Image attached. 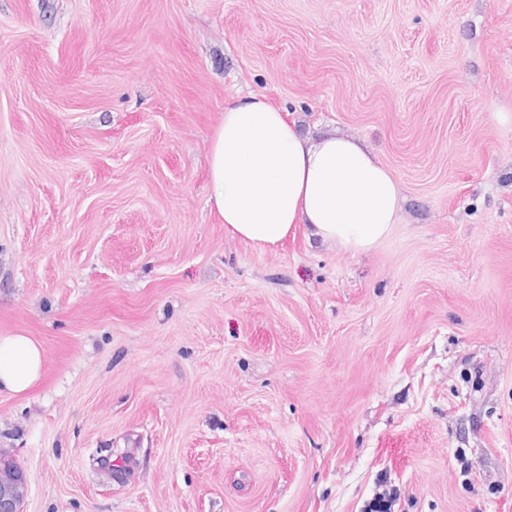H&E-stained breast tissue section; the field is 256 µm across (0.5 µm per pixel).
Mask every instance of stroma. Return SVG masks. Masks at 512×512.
<instances>
[{
	"label": "stroma",
	"instance_id": "35a3bbf8",
	"mask_svg": "<svg viewBox=\"0 0 512 512\" xmlns=\"http://www.w3.org/2000/svg\"><path fill=\"white\" fill-rule=\"evenodd\" d=\"M247 94L374 149L385 240L226 233ZM14 334L23 512H512V0H0ZM42 345L29 336H0V391L22 394L42 378Z\"/></svg>",
	"mask_w": 512,
	"mask_h": 512
}]
</instances>
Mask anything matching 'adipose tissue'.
Segmentation results:
<instances>
[{
    "instance_id": "1",
    "label": "adipose tissue",
    "mask_w": 512,
    "mask_h": 512,
    "mask_svg": "<svg viewBox=\"0 0 512 512\" xmlns=\"http://www.w3.org/2000/svg\"><path fill=\"white\" fill-rule=\"evenodd\" d=\"M209 201L227 233L265 250L304 228L353 252L384 240L402 210L395 176L366 146L311 136L263 96L225 104L209 141ZM43 348L0 336V391L22 394L42 378Z\"/></svg>"
}]
</instances>
